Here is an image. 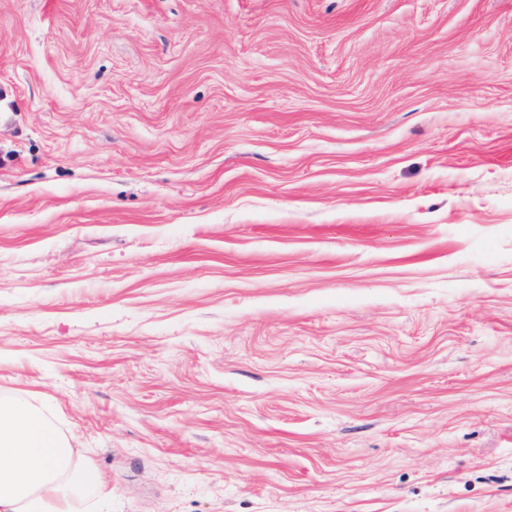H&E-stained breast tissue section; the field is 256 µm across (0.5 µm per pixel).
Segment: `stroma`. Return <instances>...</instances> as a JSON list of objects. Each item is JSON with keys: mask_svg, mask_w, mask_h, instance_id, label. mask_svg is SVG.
I'll use <instances>...</instances> for the list:
<instances>
[{"mask_svg": "<svg viewBox=\"0 0 512 512\" xmlns=\"http://www.w3.org/2000/svg\"><path fill=\"white\" fill-rule=\"evenodd\" d=\"M75 512H512V0H0V394Z\"/></svg>", "mask_w": 512, "mask_h": 512, "instance_id": "35a3bbf8", "label": "stroma"}]
</instances>
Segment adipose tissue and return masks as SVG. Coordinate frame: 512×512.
<instances>
[{
    "instance_id": "adipose-tissue-1",
    "label": "adipose tissue",
    "mask_w": 512,
    "mask_h": 512,
    "mask_svg": "<svg viewBox=\"0 0 512 512\" xmlns=\"http://www.w3.org/2000/svg\"><path fill=\"white\" fill-rule=\"evenodd\" d=\"M48 420L25 403L0 399V512H70L68 484H101Z\"/></svg>"
}]
</instances>
